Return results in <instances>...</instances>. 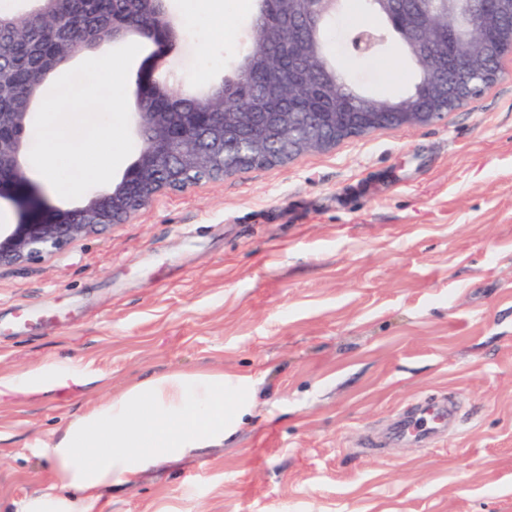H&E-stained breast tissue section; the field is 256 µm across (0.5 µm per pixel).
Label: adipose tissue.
Here are the masks:
<instances>
[{"instance_id": "adipose-tissue-1", "label": "adipose tissue", "mask_w": 512, "mask_h": 512, "mask_svg": "<svg viewBox=\"0 0 512 512\" xmlns=\"http://www.w3.org/2000/svg\"><path fill=\"white\" fill-rule=\"evenodd\" d=\"M253 401L251 378L220 368L130 379L56 431L45 454L51 483L21 512H90L106 488L222 446Z\"/></svg>"}]
</instances>
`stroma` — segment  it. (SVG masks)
Wrapping results in <instances>:
<instances>
[{
	"label": "stroma",
	"instance_id": "obj_1",
	"mask_svg": "<svg viewBox=\"0 0 512 512\" xmlns=\"http://www.w3.org/2000/svg\"><path fill=\"white\" fill-rule=\"evenodd\" d=\"M198 18L158 75L200 95L234 72L254 0ZM399 97L396 36L363 61ZM476 101L282 164L165 190L52 258L0 269V379L77 363L51 390L0 386V512L45 490L55 431L134 376L216 366L254 382L223 447L105 492L93 512H512V54ZM455 431L385 440L415 399Z\"/></svg>",
	"mask_w": 512,
	"mask_h": 512
}]
</instances>
